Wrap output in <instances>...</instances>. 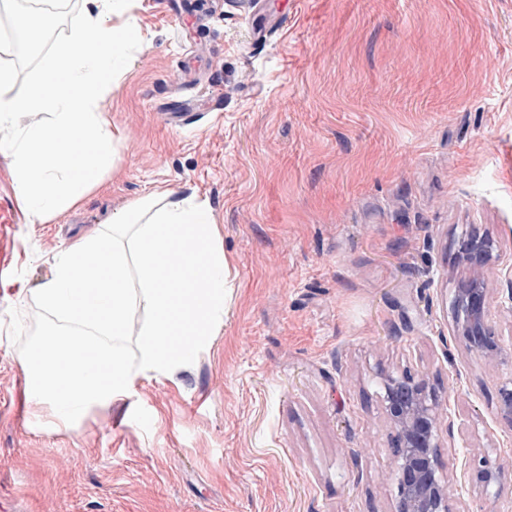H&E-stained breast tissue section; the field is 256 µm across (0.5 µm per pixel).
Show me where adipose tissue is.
Listing matches in <instances>:
<instances>
[{"label":"adipose tissue","mask_w":512,"mask_h":512,"mask_svg":"<svg viewBox=\"0 0 512 512\" xmlns=\"http://www.w3.org/2000/svg\"><path fill=\"white\" fill-rule=\"evenodd\" d=\"M82 22L42 65L39 80L16 94V71L0 65V155L32 224L76 207L111 169L118 131L103 118L102 89L128 67L139 36L133 0H85ZM224 251L207 202L151 194L59 250L39 288H14L10 300L36 299L45 330L17 354L47 428L79 430L93 411L129 396L139 378L172 372L224 324ZM142 314L135 350L130 316Z\"/></svg>","instance_id":"1"}]
</instances>
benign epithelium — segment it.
<instances>
[{"label":"benign epithelium","instance_id":"1","mask_svg":"<svg viewBox=\"0 0 512 512\" xmlns=\"http://www.w3.org/2000/svg\"><path fill=\"white\" fill-rule=\"evenodd\" d=\"M498 258L497 241L489 233L473 226L462 237L456 259L470 275L457 283L453 308L465 310V315L454 314L448 336L492 366L512 371V335L505 337L493 328L491 289L484 279V271ZM376 378L387 422L395 433L391 512H472L466 499L472 489L490 501L512 492V470L487 456L466 453L459 474L445 473L440 449L458 438L463 448L470 443L455 431L454 420L445 419L442 396L427 374L379 367ZM498 394L497 415L512 423V374L502 380Z\"/></svg>","mask_w":512,"mask_h":512}]
</instances>
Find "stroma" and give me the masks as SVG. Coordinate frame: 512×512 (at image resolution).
Returning a JSON list of instances; mask_svg holds the SVG:
<instances>
[{
  "label": "stroma",
  "instance_id": "35a3bbf8",
  "mask_svg": "<svg viewBox=\"0 0 512 512\" xmlns=\"http://www.w3.org/2000/svg\"><path fill=\"white\" fill-rule=\"evenodd\" d=\"M140 44L105 115L116 169L29 224L0 157V289L135 199L208 202L229 266L224 325L77 434L45 429L16 360L49 320L0 299V512H389L396 460L376 367L429 372L512 465L507 370L448 336L471 224L512 261V0H135ZM84 16L76 0L38 80ZM224 109L171 129L177 96Z\"/></svg>",
  "mask_w": 512,
  "mask_h": 512
}]
</instances>
